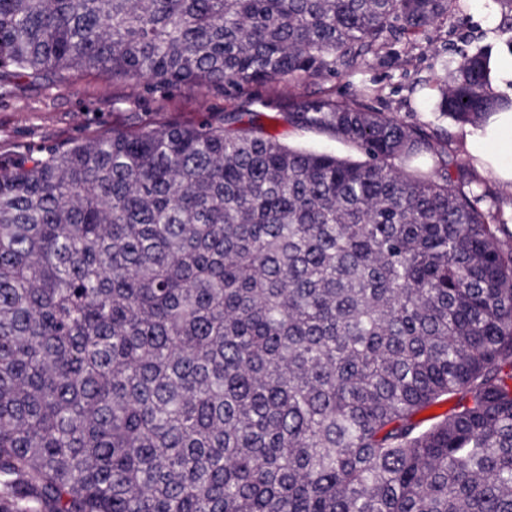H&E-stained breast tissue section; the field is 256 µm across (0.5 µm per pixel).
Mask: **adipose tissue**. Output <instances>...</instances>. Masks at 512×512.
<instances>
[{"mask_svg":"<svg viewBox=\"0 0 512 512\" xmlns=\"http://www.w3.org/2000/svg\"><path fill=\"white\" fill-rule=\"evenodd\" d=\"M465 146L478 176L512 187V110L495 113L485 126L466 133Z\"/></svg>","mask_w":512,"mask_h":512,"instance_id":"obj_1","label":"adipose tissue"}]
</instances>
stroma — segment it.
Returning a JSON list of instances; mask_svg holds the SVG:
<instances>
[{
	"label": "stroma",
	"mask_w": 512,
	"mask_h": 512,
	"mask_svg": "<svg viewBox=\"0 0 512 512\" xmlns=\"http://www.w3.org/2000/svg\"><path fill=\"white\" fill-rule=\"evenodd\" d=\"M512 49V24L504 19L498 0H458L456 10L425 35L400 41L394 54L372 60L352 75L333 74L306 82L293 94L304 100L331 96L349 100L359 90L374 92V105L386 115L407 123L449 130L448 119L422 108L423 89L436 86L461 52ZM287 88L271 84L249 87L228 96L208 86L160 88L126 83L95 73H77L65 80L20 79L0 85V163L22 156H40L77 137H92L121 127L152 129L172 119L200 122L206 113L246 108L260 115L264 128L283 143L302 150L351 156L349 146L315 129L289 126Z\"/></svg>",
	"instance_id": "35a3bbf8"
}]
</instances>
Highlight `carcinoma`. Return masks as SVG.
I'll return each mask as SVG.
<instances>
[{
  "instance_id": "1",
  "label": "carcinoma",
  "mask_w": 512,
  "mask_h": 512,
  "mask_svg": "<svg viewBox=\"0 0 512 512\" xmlns=\"http://www.w3.org/2000/svg\"><path fill=\"white\" fill-rule=\"evenodd\" d=\"M457 0H0V83L351 74ZM490 55L434 109L478 126ZM369 90L0 169V512H512V247ZM445 415H416L445 399Z\"/></svg>"
}]
</instances>
